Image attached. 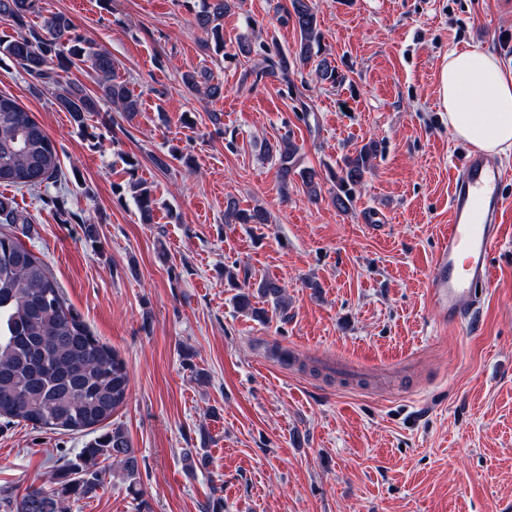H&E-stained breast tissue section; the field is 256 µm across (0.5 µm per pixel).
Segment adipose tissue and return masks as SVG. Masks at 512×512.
I'll return each mask as SVG.
<instances>
[{
	"label": "adipose tissue",
	"instance_id": "1",
	"mask_svg": "<svg viewBox=\"0 0 512 512\" xmlns=\"http://www.w3.org/2000/svg\"><path fill=\"white\" fill-rule=\"evenodd\" d=\"M439 97L455 138L488 156L512 155V66L490 52L452 50Z\"/></svg>",
	"mask_w": 512,
	"mask_h": 512
}]
</instances>
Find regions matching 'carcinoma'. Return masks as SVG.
Here are the masks:
<instances>
[{
    "instance_id": "carcinoma-1",
    "label": "carcinoma",
    "mask_w": 512,
    "mask_h": 512,
    "mask_svg": "<svg viewBox=\"0 0 512 512\" xmlns=\"http://www.w3.org/2000/svg\"><path fill=\"white\" fill-rule=\"evenodd\" d=\"M286 17L293 20L300 39L292 54L285 52L271 61V70L283 74L289 68L315 64L316 77L336 81V70L327 58L316 59L321 45L313 0H289ZM233 0H205L196 16L216 52L224 51V13ZM41 17L40 0H0V20L10 21L20 32L0 38V53L16 59L31 76L55 87V100L74 125L84 128L97 111V99L69 79L79 64H90L101 99L134 119L140 101L114 75L112 55L78 32L65 13L44 18L40 29L27 33L21 28L31 17ZM184 84L197 90L206 84L212 97L222 94L209 76L187 72ZM299 147L291 136L271 146L283 194L299 176L312 196L318 195L319 174L312 168L297 169ZM378 146L370 141L346 155L331 172L335 190L331 202L341 211L354 203L358 187L372 169ZM128 191L135 199L141 221H153L156 199L147 183L135 177L138 161H126ZM60 169L56 147L45 129L17 100L0 94V184L38 187L54 179ZM29 220L12 201L0 196V224H27ZM226 224H266L261 208L241 209L229 198L224 211ZM258 292L271 300L279 313L286 310L284 288L265 278ZM129 375L118 351L101 342L67 305L62 288L46 264L11 233L0 231V419L4 424L28 422L53 432L94 434L77 455V461L58 467L50 477L52 486H30L21 494L0 499L3 512H69L70 500L96 493L107 472L118 469L129 489L140 495L139 463L128 433L120 426L107 427L115 411L126 401Z\"/></svg>"
}]
</instances>
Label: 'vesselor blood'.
<instances>
[{"instance_id":"vessel-or-blood-1","label":"vessel or blood","mask_w":512,"mask_h":512,"mask_svg":"<svg viewBox=\"0 0 512 512\" xmlns=\"http://www.w3.org/2000/svg\"><path fill=\"white\" fill-rule=\"evenodd\" d=\"M449 219L428 272V303L443 325L476 321L491 283L490 256L500 243L508 205L505 170L479 153L465 154L450 173Z\"/></svg>"}]
</instances>
